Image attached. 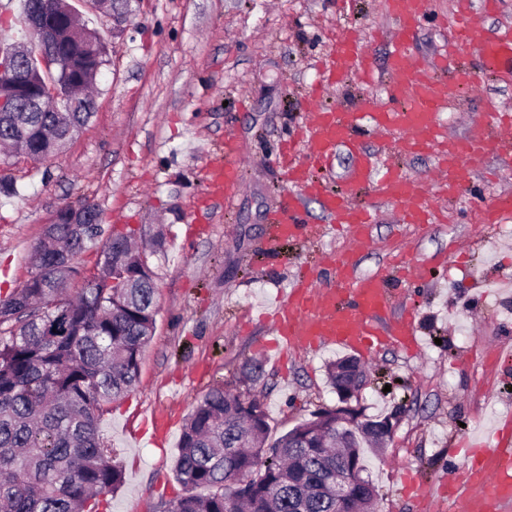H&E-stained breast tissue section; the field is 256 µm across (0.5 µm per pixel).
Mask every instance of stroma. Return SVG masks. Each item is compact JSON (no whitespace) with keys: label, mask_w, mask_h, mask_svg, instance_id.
<instances>
[{"label":"stroma","mask_w":512,"mask_h":512,"mask_svg":"<svg viewBox=\"0 0 512 512\" xmlns=\"http://www.w3.org/2000/svg\"><path fill=\"white\" fill-rule=\"evenodd\" d=\"M71 2L101 36L107 63L92 90L95 113L62 153L41 164L0 160V176L15 186L0 194V300L27 279L31 248L63 205L95 203L104 227L145 241L165 226L164 249L147 256L159 311L139 383L104 405L99 419L125 470L108 512H155L184 493L174 475L182 425L213 385L259 399L274 439L340 405L327 378L336 351L278 359L260 349L270 330L264 315L280 287L304 269L330 282L326 253L351 246L325 228L318 199L308 197L306 217L321 234L269 250L268 218L288 190L272 159L304 112L351 110L381 96V84L364 85L351 71L325 88L319 64L329 38L353 28L385 71L383 36L394 21L386 0H131L122 21L94 12L89 0ZM456 3L431 0L414 55H444L451 37L444 20ZM461 67L476 74L478 90L441 119L449 133L466 137L487 102L512 109V85L482 70L477 49L449 58V71ZM228 136L244 167L227 205L212 197L209 172L223 163ZM505 191L512 192V161L492 149L460 194L439 201L446 222L417 229L401 223L397 206L356 195L375 212L359 273L400 253L430 266L425 281L392 287L394 306L414 308L423 349L366 357L368 383L350 401L365 419L397 416L384 449L367 462L377 512H418L399 496L405 472L451 474L468 440L512 411V360L505 358L512 353V232L472 223L470 213L472 200L490 202ZM251 361L263 368L255 383L241 374Z\"/></svg>","instance_id":"obj_1"}]
</instances>
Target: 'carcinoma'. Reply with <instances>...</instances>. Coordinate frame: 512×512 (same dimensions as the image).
I'll return each mask as SVG.
<instances>
[{"label": "carcinoma", "instance_id": "1", "mask_svg": "<svg viewBox=\"0 0 512 512\" xmlns=\"http://www.w3.org/2000/svg\"><path fill=\"white\" fill-rule=\"evenodd\" d=\"M60 52L82 75L91 46L73 41ZM83 96L65 117L47 112H0V145L15 150L29 126L38 147L32 161L60 152L92 115ZM102 240L97 274L68 294L76 260ZM21 287L0 301V512H99L100 497L118 490L124 471L99 434L102 406L129 394L158 313V288L143 253L122 232H106L102 213L86 224H50L29 255ZM333 385L363 379L357 360L328 367ZM389 416L353 423L339 409L322 410L269 442L263 404L212 388L183 426L174 464L187 493L160 503L159 512H336L326 488L338 458L367 471L366 453L385 436ZM372 481L343 512H375Z\"/></svg>", "mask_w": 512, "mask_h": 512}]
</instances>
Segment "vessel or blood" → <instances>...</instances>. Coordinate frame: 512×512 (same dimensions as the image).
<instances>
[{"label": "vessel or blood", "mask_w": 512, "mask_h": 512, "mask_svg": "<svg viewBox=\"0 0 512 512\" xmlns=\"http://www.w3.org/2000/svg\"><path fill=\"white\" fill-rule=\"evenodd\" d=\"M429 4L430 0H387L395 25L388 34L384 101L367 97L355 111L321 109L308 119L301 141L305 162L281 161L289 191L270 216V248L313 234L314 227L303 213L304 197L319 198L329 223L349 228L355 250H359L368 243L369 216L355 203L354 190L366 187L375 197L396 204L405 223L430 224L440 219L432 198L458 192L467 173L489 148L512 156V114L494 105L488 108L490 127L478 128L466 138L448 135L441 112L451 108L459 92H473L476 81L465 71L454 84H446L434 76L437 61L412 55L410 45ZM473 46L479 48L485 70L512 81V28L487 34L472 21L469 0H460L449 53L456 56ZM322 65L331 85L341 80L348 67L355 68L364 81L374 77L371 54L354 31L337 34ZM369 133L392 138L401 153L434 158V178L415 180L398 168L379 166L376 154L362 146ZM342 147L354 159L347 176L349 187L339 194L324 192L311 178L309 167H329ZM241 167L237 143L226 137L224 162L212 171L214 191L232 199ZM507 214H512L510 192L500 195L494 204L480 207L476 221L498 224ZM327 263L336 273L335 285L320 287L314 278L302 276L280 291L270 345L282 352L337 346L365 355L387 346L419 350L422 339L413 314L408 309L394 313L389 289L396 278L423 277L426 262L392 259L364 275L358 274L352 252H333ZM408 493L422 507L435 503L443 512H512V416L493 439L471 443L457 476L410 483Z\"/></svg>", "instance_id": "b4317fda"}]
</instances>
